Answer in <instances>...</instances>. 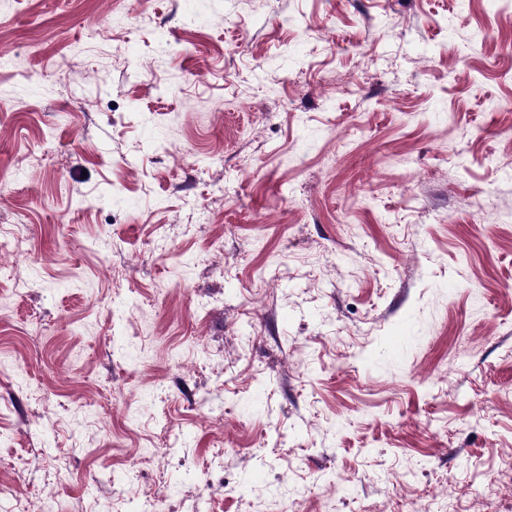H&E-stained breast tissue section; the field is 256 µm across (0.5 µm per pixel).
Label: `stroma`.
<instances>
[{"instance_id": "1", "label": "stroma", "mask_w": 512, "mask_h": 512, "mask_svg": "<svg viewBox=\"0 0 512 512\" xmlns=\"http://www.w3.org/2000/svg\"><path fill=\"white\" fill-rule=\"evenodd\" d=\"M0 512H512V6L0 0Z\"/></svg>"}]
</instances>
